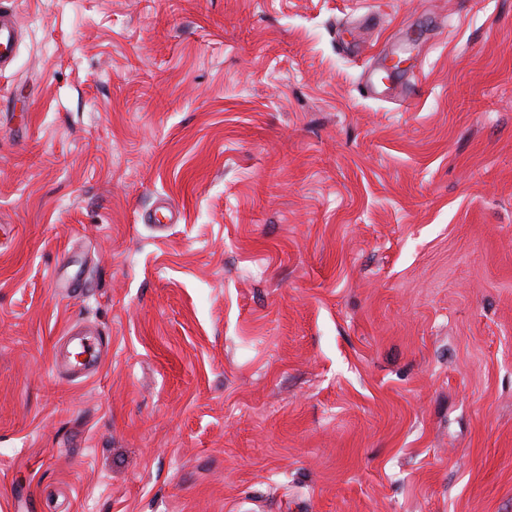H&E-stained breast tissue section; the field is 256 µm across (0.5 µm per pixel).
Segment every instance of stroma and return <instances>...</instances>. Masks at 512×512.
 <instances>
[{
	"label": "stroma",
	"instance_id": "35a3bbf8",
	"mask_svg": "<svg viewBox=\"0 0 512 512\" xmlns=\"http://www.w3.org/2000/svg\"><path fill=\"white\" fill-rule=\"evenodd\" d=\"M0 9V512H512V0ZM17 30L10 14L0 13V69L13 57Z\"/></svg>",
	"mask_w": 512,
	"mask_h": 512
}]
</instances>
